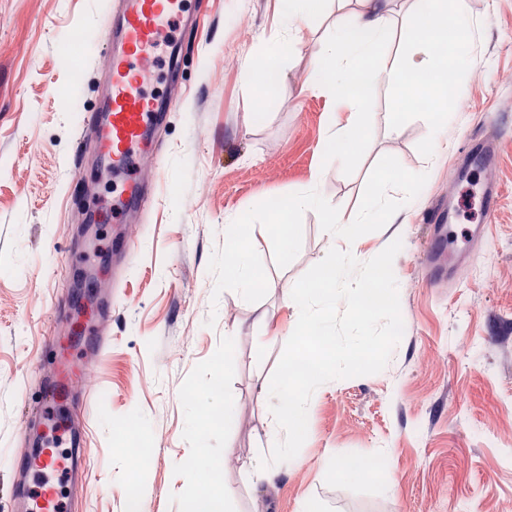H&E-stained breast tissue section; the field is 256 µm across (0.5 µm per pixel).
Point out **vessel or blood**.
Here are the masks:
<instances>
[{
	"label": "vessel or blood",
	"instance_id": "vessel-or-blood-1",
	"mask_svg": "<svg viewBox=\"0 0 512 512\" xmlns=\"http://www.w3.org/2000/svg\"><path fill=\"white\" fill-rule=\"evenodd\" d=\"M116 27H105L107 97L101 115L84 120L82 137L100 154L104 174L126 189H146L161 166H145L147 137L157 120L145 84L160 63L158 50L168 47L170 64H179L182 41L177 0H114ZM499 192L484 186L476 203L480 223H491ZM86 340L54 343L53 372L22 419L16 462L24 478L11 490L9 512H70V491L84 489L88 474L89 394L85 381L106 344L95 321H86Z\"/></svg>",
	"mask_w": 512,
	"mask_h": 512
}]
</instances>
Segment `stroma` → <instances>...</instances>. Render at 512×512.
I'll return each instance as SVG.
<instances>
[{"label": "stroma", "instance_id": "obj_1", "mask_svg": "<svg viewBox=\"0 0 512 512\" xmlns=\"http://www.w3.org/2000/svg\"><path fill=\"white\" fill-rule=\"evenodd\" d=\"M109 2L0 0V512L27 397L39 390L50 305L70 299L87 269L62 256L122 230L101 224L87 239L75 221L82 180L94 168L75 164L78 132L101 106L80 76L103 65ZM188 8L201 18L182 36L179 81L164 76L151 88L179 93L158 132L154 203L133 255L120 261L102 252L92 267L118 264L122 276L102 359L86 383L88 478L73 512H297L304 501L315 512H512V0H445L448 21L465 19L472 43L459 69L461 96L439 133L379 79L367 87L371 120L343 157L327 148L337 106L314 84L315 55L337 19L351 21L364 0H312L300 40L276 57L267 95L253 91L251 78L282 40L283 0H188ZM426 16L421 0H394L376 69L405 68L406 46ZM82 33L87 43L70 56L64 44ZM488 112L510 127L496 148L498 211L473 265L434 288L425 269L448 254L419 216L451 186L467 195L475 169L457 148L482 135ZM385 155L428 180L383 229L336 241L306 211L301 250L281 268L267 232L254 226L266 297L214 295L208 263L235 218L314 181L348 219ZM397 238L404 332L387 366L321 385L299 453L264 478L257 465L283 437L269 381L297 323L285 291L330 248L364 262ZM259 310L267 326L255 325ZM188 388L195 398L185 397ZM227 399L233 417L212 425L209 414ZM130 434L149 449L147 467L126 455ZM201 457L221 471L225 496L204 489ZM347 459L378 467L355 481L332 467Z\"/></svg>", "mask_w": 512, "mask_h": 512}]
</instances>
